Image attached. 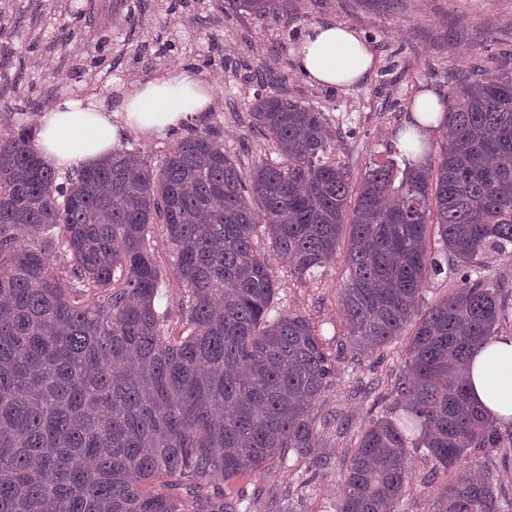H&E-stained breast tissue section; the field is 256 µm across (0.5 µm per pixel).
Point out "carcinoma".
Listing matches in <instances>:
<instances>
[{
	"label": "carcinoma",
	"mask_w": 512,
	"mask_h": 512,
	"mask_svg": "<svg viewBox=\"0 0 512 512\" xmlns=\"http://www.w3.org/2000/svg\"><path fill=\"white\" fill-rule=\"evenodd\" d=\"M265 18L281 0H225ZM448 137L415 165L356 180L332 158L325 113L270 81L247 103L271 156L250 169L211 126L160 164L124 144L60 173L33 126L0 136V512H249L211 489L266 462L325 467L313 414L334 374L322 336L278 307L260 237L301 283L343 254L349 351L369 358L411 331L392 407L365 424L336 512H395L421 450L451 480L438 512H505L469 458L499 448L471 402V351L500 325L512 286L482 259L512 253V71H480L444 99ZM163 226L174 263L151 244ZM451 257L459 288L427 306ZM68 260L67 275L52 259ZM184 290L185 329L155 307ZM182 290L174 280H169L160 289L156 305L160 312H169L168 328L172 335L177 336L183 331V315L181 311Z\"/></svg>",
	"instance_id": "carcinoma-1"
}]
</instances>
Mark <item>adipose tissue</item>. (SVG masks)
I'll list each match as a JSON object with an SVG mask.
<instances>
[{
    "instance_id": "obj_1",
    "label": "adipose tissue",
    "mask_w": 512,
    "mask_h": 512,
    "mask_svg": "<svg viewBox=\"0 0 512 512\" xmlns=\"http://www.w3.org/2000/svg\"><path fill=\"white\" fill-rule=\"evenodd\" d=\"M373 57L346 25L312 26L299 50V64L323 86L362 81ZM213 89L190 69L139 85L118 109L98 102L62 99L40 113L37 148L56 167L94 164L135 133L163 138L208 111ZM466 378L471 400L502 430L512 429V335H493L472 354Z\"/></svg>"
}]
</instances>
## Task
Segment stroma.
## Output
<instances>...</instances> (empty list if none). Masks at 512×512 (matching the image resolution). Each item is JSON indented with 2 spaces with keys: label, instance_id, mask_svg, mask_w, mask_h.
I'll return each mask as SVG.
<instances>
[{
  "label": "stroma",
  "instance_id": "1",
  "mask_svg": "<svg viewBox=\"0 0 512 512\" xmlns=\"http://www.w3.org/2000/svg\"><path fill=\"white\" fill-rule=\"evenodd\" d=\"M328 22L347 24L369 45L374 66L365 81L328 88L302 72L304 31ZM1 57L7 75L0 100L31 124L60 99L115 104L142 80L192 67L213 87L214 101L182 135L218 127L225 150L246 168L269 147L251 127L245 103L262 74L277 72L278 91L353 129L337 141L336 156L358 179L386 160L421 92L447 96L476 62L512 69V0H395L390 7L383 0H287L286 11L266 19L234 13L224 0H0ZM97 58L101 66L91 67ZM260 246L279 283L281 308L308 316L335 361L336 374L316 405L330 464L273 463L215 487L250 501L252 512H335L356 437L389 407L406 343H393L381 359L353 362L342 348L343 261L302 285L268 240ZM445 480L430 457L413 454L399 512H436Z\"/></svg>",
  "mask_w": 512,
  "mask_h": 512
}]
</instances>
